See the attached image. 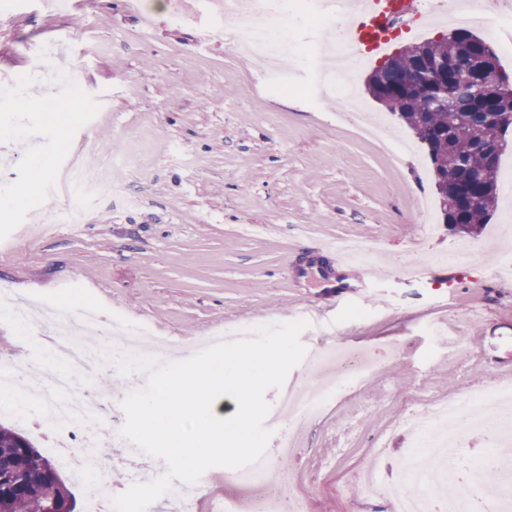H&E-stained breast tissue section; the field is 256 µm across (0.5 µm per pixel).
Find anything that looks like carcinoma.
I'll use <instances>...</instances> for the list:
<instances>
[{"mask_svg": "<svg viewBox=\"0 0 512 512\" xmlns=\"http://www.w3.org/2000/svg\"><path fill=\"white\" fill-rule=\"evenodd\" d=\"M486 54L496 58L473 33L455 30L392 59L369 85L373 97L427 146L444 223L468 233L483 229L496 200L500 157L488 159L478 144L501 143L502 131L491 116L512 108V96L481 93L457 79L463 63ZM439 61L448 69V79L436 74L422 87L410 83L411 74ZM435 92L446 103L432 108L429 99ZM53 499L60 512H76V497L56 466L26 437L0 426V506L8 512H45Z\"/></svg>", "mask_w": 512, "mask_h": 512, "instance_id": "1", "label": "carcinoma"}]
</instances>
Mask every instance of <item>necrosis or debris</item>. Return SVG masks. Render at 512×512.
Wrapping results in <instances>:
<instances>
[{
  "mask_svg": "<svg viewBox=\"0 0 512 512\" xmlns=\"http://www.w3.org/2000/svg\"><path fill=\"white\" fill-rule=\"evenodd\" d=\"M241 0H224V17L234 23L233 40L238 50L249 55L256 70L274 76L276 87L293 84L295 77L311 78L321 83L325 70L323 45L315 49L303 47L295 28L306 19L335 21L339 12L327 0H250L248 10H241ZM291 55L297 60L295 75L275 74L273 57ZM334 95L343 103L342 118L350 120L364 138L382 148L391 165L402 160L399 143L384 128L371 121L365 111L354 104L349 80L337 83ZM0 315L6 316L21 331L24 341L37 343L47 350L41 363H25L26 373H39L44 384L29 389L25 400L0 399V414L21 422H30L49 440L51 451L60 464L69 469L81 485L85 512H112V486L105 464L94 454L93 445L102 441L121 444L119 426L108 427L104 415L109 404L102 390L76 384L79 375L92 376L104 361L106 348L121 353L162 355L163 347L149 334L118 319H103L94 306H86L76 314H66L43 307L30 309L10 298L0 289ZM97 331L96 340L80 346L67 341L74 322ZM307 384L285 390L278 405L266 419L275 427L291 417L316 418L335 399L345 385L356 383L372 370L364 359L347 354L336 355L330 362L313 360ZM498 417L501 432L470 460L466 476L475 480L485 468L501 474L497 498L500 512H512V384L494 382L469 390L457 400L424 407L419 416L409 417L413 442L403 455L401 472L383 478L385 460L375 454L362 482L365 498L394 499L397 512H468L467 503L433 488L425 469L463 456L465 442L478 439L491 417ZM224 480L246 487L249 496L244 503L225 497L222 512H309L305 499L285 497L281 477L265 461L238 471L224 472Z\"/></svg>",
  "mask_w": 512,
  "mask_h": 512,
  "instance_id": "1",
  "label": "necrosis or debris"
}]
</instances>
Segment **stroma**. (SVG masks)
Returning <instances> with one entry per match:
<instances>
[{"mask_svg":"<svg viewBox=\"0 0 512 512\" xmlns=\"http://www.w3.org/2000/svg\"><path fill=\"white\" fill-rule=\"evenodd\" d=\"M0 0V187L19 200L0 213V284L21 299L96 303L108 315L167 338L169 359L226 325L299 318L308 353L341 343L376 368L342 387L320 417L293 418L266 449L311 512H396L357 495L377 451L389 463L408 441L397 425L426 405L512 374V129L499 164L498 204L479 235L444 224L427 146L372 97L368 77L399 48L439 40L446 23L420 25L363 51L358 101L410 152L391 170L337 122L335 104L281 90L253 70L224 28V0ZM28 95L46 112L20 109ZM47 162L36 174L27 158ZM129 159L116 167L117 158ZM105 183L76 223L56 217L70 177ZM120 190H113V183ZM433 206L419 217L411 198ZM355 239L386 262L378 278L318 254L324 240ZM472 245L487 265L449 264ZM335 288L322 287L323 278ZM464 343L449 347L447 334ZM292 432L295 448L279 449Z\"/></svg>","mask_w":512,"mask_h":512,"instance_id":"obj_1","label":"stroma"}]
</instances>
